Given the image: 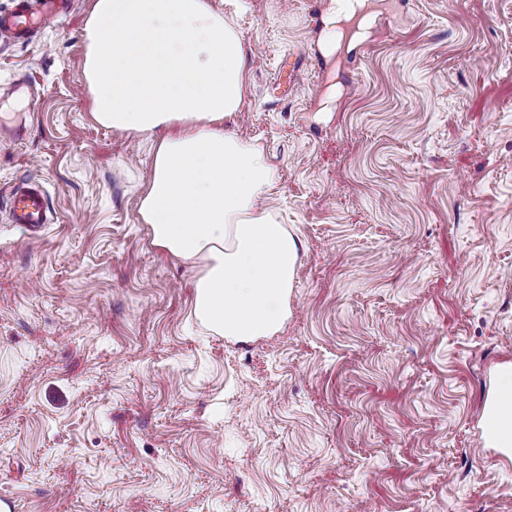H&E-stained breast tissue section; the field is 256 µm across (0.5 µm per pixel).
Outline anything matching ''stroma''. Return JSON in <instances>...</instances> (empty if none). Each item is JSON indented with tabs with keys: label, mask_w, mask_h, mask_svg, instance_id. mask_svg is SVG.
<instances>
[{
	"label": "stroma",
	"mask_w": 512,
	"mask_h": 512,
	"mask_svg": "<svg viewBox=\"0 0 512 512\" xmlns=\"http://www.w3.org/2000/svg\"><path fill=\"white\" fill-rule=\"evenodd\" d=\"M91 2L0 43L12 512H512L479 426L512 361V0H372L340 40L337 0H216L248 54L234 131L300 242L287 319L246 343L196 322L194 269L140 220L151 140L91 116ZM24 179L35 234L8 221ZM50 212L46 190L40 182L28 181L12 187V224H23L36 232L42 225L51 223Z\"/></svg>",
	"instance_id": "obj_1"
}]
</instances>
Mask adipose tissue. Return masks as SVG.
Returning a JSON list of instances; mask_svg holds the SVG:
<instances>
[{"label":"adipose tissue","instance_id":"ef3b65f1","mask_svg":"<svg viewBox=\"0 0 512 512\" xmlns=\"http://www.w3.org/2000/svg\"><path fill=\"white\" fill-rule=\"evenodd\" d=\"M84 41L94 119L157 139L139 214L156 247L193 266L195 316L237 341L273 335L299 241L262 205L275 169L230 129L246 85L237 30L210 0H94ZM480 428L512 456V361L493 369Z\"/></svg>","mask_w":512,"mask_h":512}]
</instances>
